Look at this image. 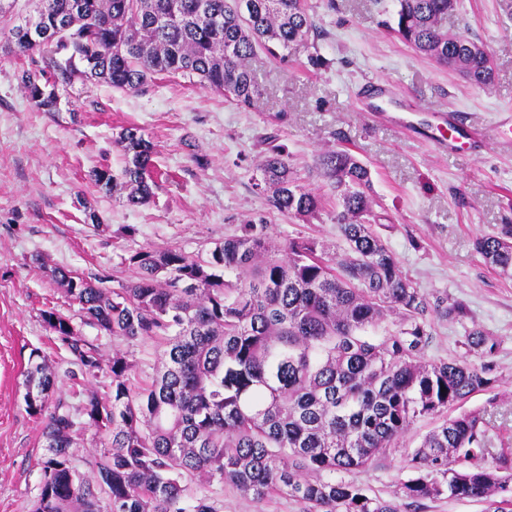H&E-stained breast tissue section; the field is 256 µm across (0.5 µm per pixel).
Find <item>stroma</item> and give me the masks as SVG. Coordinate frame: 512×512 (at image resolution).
<instances>
[{"mask_svg":"<svg viewBox=\"0 0 512 512\" xmlns=\"http://www.w3.org/2000/svg\"><path fill=\"white\" fill-rule=\"evenodd\" d=\"M318 28L293 46L287 61L257 53L250 61L262 95L244 109L223 94L180 75H158L140 91L75 83L59 111L38 110L20 79L31 64L0 52V512H31L46 455L42 421L24 401L29 355L38 350L57 370L56 395L68 399L67 354L46 330L40 313L77 307L51 278V268L128 281L121 263L143 248H177L197 256L242 224L267 225L281 243L312 238L326 253L345 246L336 225V194L317 170L324 152L347 150L372 174L382 216L374 230L403 271L429 298L463 301L460 321L430 316V361L461 355L468 330L480 327L496 340L497 382L473 395L468 411L492 416L488 439L512 458V278L486 267L474 250L481 235L512 224V153L441 154L420 136L373 122L354 99L357 87L379 78L392 85L410 110L452 109L466 120L492 126L512 109V0H457L449 31L469 30L490 52L494 82L482 89L415 53L389 31L394 0H308ZM321 64H312L313 56ZM140 127L155 145L157 186L136 209L100 190L90 172L100 165L120 172L124 157L115 138ZM284 144L299 183L318 193L322 208L299 218L273 210L253 182L264 140ZM95 209L101 223L86 218ZM44 266H37L35 257ZM83 335L104 357L122 352L134 381H149L162 344L129 345L91 326ZM440 422L417 419L385 457L354 481L390 496L407 475L406 452ZM224 512H301L285 495L256 503L219 483L206 488Z\"/></svg>","mask_w":512,"mask_h":512,"instance_id":"stroma-1","label":"stroma"}]
</instances>
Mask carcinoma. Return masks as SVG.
I'll use <instances>...</instances> for the list:
<instances>
[{
	"label": "carcinoma",
	"instance_id": "obj_1",
	"mask_svg": "<svg viewBox=\"0 0 512 512\" xmlns=\"http://www.w3.org/2000/svg\"><path fill=\"white\" fill-rule=\"evenodd\" d=\"M456 0H396L393 32L417 54L488 88L493 69L475 39L444 29ZM41 35L14 25L5 51L36 66L22 73L25 97L57 112L77 81L138 91L159 74L197 77L243 108L261 96L249 61L257 50L288 60L315 29L307 0H38ZM116 144L124 166L91 180L122 191L130 207L153 195V143L136 126ZM336 190V224L347 248L332 257L314 239L275 243L265 224H242L206 255L141 249L122 258L130 282L52 270L83 323L127 343L160 339L161 365L144 387L133 364L106 360L73 333V319L49 308L41 318L70 355L77 405L49 406L52 362L32 355L28 412L44 417L47 454L32 512H222L198 486L218 481L260 503L286 494L303 512H421L425 502L467 499L505 512L512 462L490 454L485 413L445 419L406 453L408 477L383 497L348 479L397 445L419 417L439 415L490 390L496 342L478 327L464 356L425 360L427 315L467 316L464 304L414 286L369 222L371 171L347 150L323 154ZM255 187L276 211L315 215L321 196L291 175L285 146L268 150ZM484 263L512 276V226L474 242ZM380 330L382 335L373 332ZM102 447L82 474L72 465L84 427Z\"/></svg>",
	"mask_w": 512,
	"mask_h": 512
}]
</instances>
